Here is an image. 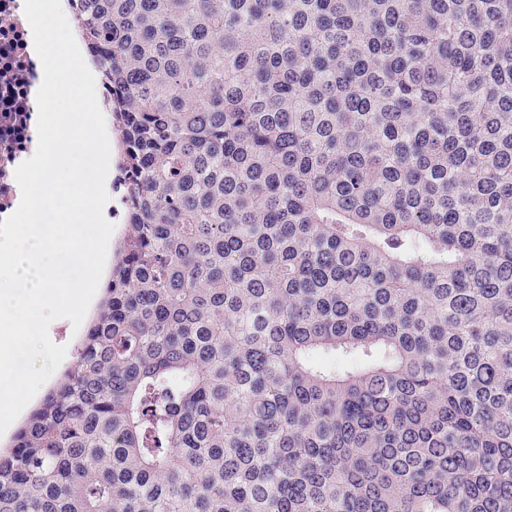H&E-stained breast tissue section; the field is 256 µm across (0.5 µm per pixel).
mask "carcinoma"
I'll return each instance as SVG.
<instances>
[{"label":"carcinoma","mask_w":512,"mask_h":512,"mask_svg":"<svg viewBox=\"0 0 512 512\" xmlns=\"http://www.w3.org/2000/svg\"><path fill=\"white\" fill-rule=\"evenodd\" d=\"M135 179L0 512H512V0H75Z\"/></svg>","instance_id":"obj_1"}]
</instances>
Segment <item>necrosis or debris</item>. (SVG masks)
<instances>
[{
    "label": "necrosis or debris",
    "instance_id": "necrosis-or-debris-1",
    "mask_svg": "<svg viewBox=\"0 0 512 512\" xmlns=\"http://www.w3.org/2000/svg\"><path fill=\"white\" fill-rule=\"evenodd\" d=\"M24 0H0V220L14 213V172L36 151L37 101L43 66L30 50Z\"/></svg>",
    "mask_w": 512,
    "mask_h": 512
}]
</instances>
